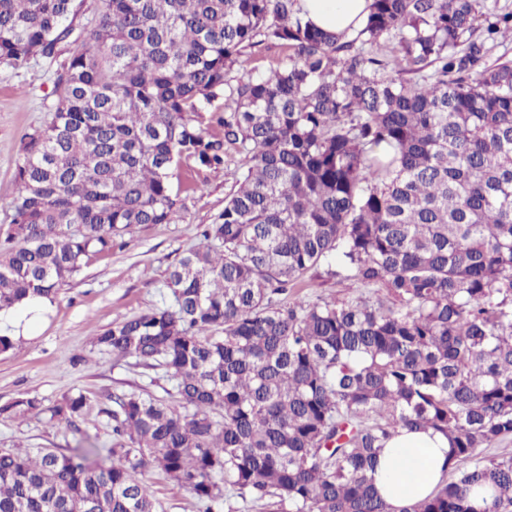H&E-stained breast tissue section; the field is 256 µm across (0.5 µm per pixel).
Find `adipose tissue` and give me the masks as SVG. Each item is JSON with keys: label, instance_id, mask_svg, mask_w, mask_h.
<instances>
[{"label": "adipose tissue", "instance_id": "adipose-tissue-1", "mask_svg": "<svg viewBox=\"0 0 512 512\" xmlns=\"http://www.w3.org/2000/svg\"><path fill=\"white\" fill-rule=\"evenodd\" d=\"M370 0H300L314 25L330 32H356L368 14ZM449 442L443 433L399 431L386 441L377 459L375 486L398 512L430 496L447 470Z\"/></svg>", "mask_w": 512, "mask_h": 512}]
</instances>
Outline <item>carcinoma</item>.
<instances>
[{
	"label": "carcinoma",
	"instance_id": "cac0c4a2",
	"mask_svg": "<svg viewBox=\"0 0 512 512\" xmlns=\"http://www.w3.org/2000/svg\"><path fill=\"white\" fill-rule=\"evenodd\" d=\"M81 6L0 0V66L53 55ZM505 39L512 12L481 0H371L354 37L298 0H102L94 48L70 50L22 139L0 310L52 299L136 225L179 221L182 167L238 153L245 171L169 269L170 303L95 340L163 370L177 404L114 396L108 448H1L0 512H160L155 470L204 512H394L373 474L402 429L451 448L450 478L400 512H512V456L477 453L512 438V63H486ZM264 44L284 57L233 76ZM334 264L376 299L279 298ZM86 401L27 395L0 417L69 421Z\"/></svg>",
	"mask_w": 512,
	"mask_h": 512
}]
</instances>
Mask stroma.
I'll return each instance as SVG.
<instances>
[{"instance_id": "obj_1", "label": "stroma", "mask_w": 512, "mask_h": 512, "mask_svg": "<svg viewBox=\"0 0 512 512\" xmlns=\"http://www.w3.org/2000/svg\"><path fill=\"white\" fill-rule=\"evenodd\" d=\"M70 43L54 55L36 57L16 68L0 67V224L9 222L13 174L25 133L45 125L55 99L54 78L69 55ZM241 155L228 157L223 168L195 176L184 218L173 224L134 226L123 248L85 258L81 271L50 302L34 335L15 339L0 353V405L22 395L57 404L65 395L84 393L87 404L72 422L48 424L45 418L0 420V448L36 452L40 448H72L84 438L101 447L112 443V423L105 416L113 396L131 391L165 396L172 383L162 371L100 350L94 340L112 323L162 306L170 267L200 242L198 228L212 223L233 190ZM372 289L351 284L318 269L288 292L309 302L336 298H368ZM148 485L161 512H200L184 487L151 472Z\"/></svg>"}]
</instances>
